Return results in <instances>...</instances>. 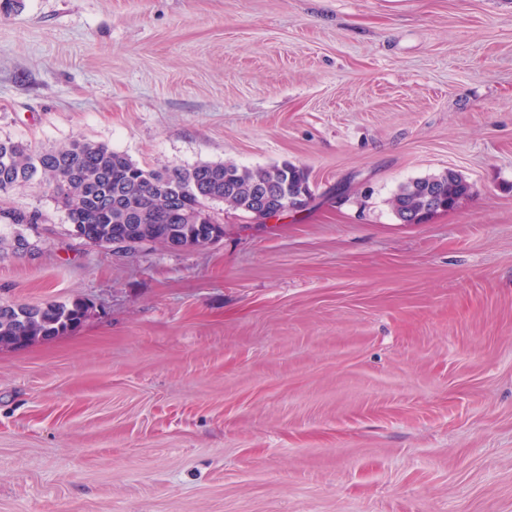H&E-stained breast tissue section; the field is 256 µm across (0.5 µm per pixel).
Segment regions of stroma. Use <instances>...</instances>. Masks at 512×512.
I'll use <instances>...</instances> for the list:
<instances>
[{"instance_id":"obj_1","label":"stroma","mask_w":512,"mask_h":512,"mask_svg":"<svg viewBox=\"0 0 512 512\" xmlns=\"http://www.w3.org/2000/svg\"><path fill=\"white\" fill-rule=\"evenodd\" d=\"M304 168L208 247L77 238L39 182L0 302V512H512V0H16L0 140ZM468 198L404 224L398 188ZM471 193V184L459 173L448 169L400 186L390 202L393 211L402 223L420 224L424 217L433 214L427 213L419 216L424 210L427 198V207L435 204L433 194L441 196L443 211H447L452 209L461 198L469 196ZM87 305L79 300H50L40 306L0 302V347L27 342L30 336H63L86 317ZM42 313L40 317L37 315ZM6 317V318H5Z\"/></svg>"}]
</instances>
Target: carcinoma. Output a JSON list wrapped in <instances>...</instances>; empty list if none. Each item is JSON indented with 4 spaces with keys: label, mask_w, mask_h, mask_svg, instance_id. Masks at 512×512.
<instances>
[{
    "label": "carcinoma",
    "mask_w": 512,
    "mask_h": 512,
    "mask_svg": "<svg viewBox=\"0 0 512 512\" xmlns=\"http://www.w3.org/2000/svg\"><path fill=\"white\" fill-rule=\"evenodd\" d=\"M35 179L66 209L76 237L98 246L125 238L130 250L165 247L173 232L183 235L186 249L201 248L198 235H190L196 225L215 224L224 236L214 205L256 218L254 199L259 191L269 193L267 205L272 209H296L312 199L308 175L288 162L253 169L233 162H203L156 170L84 140L44 151L0 140V193ZM471 193V184L448 169L400 186L391 206L402 223L419 224L429 196H441L447 211ZM86 311L87 305L79 300H50L34 307L0 302V345L27 342L32 336H63L82 322Z\"/></svg>",
    "instance_id": "1"
}]
</instances>
